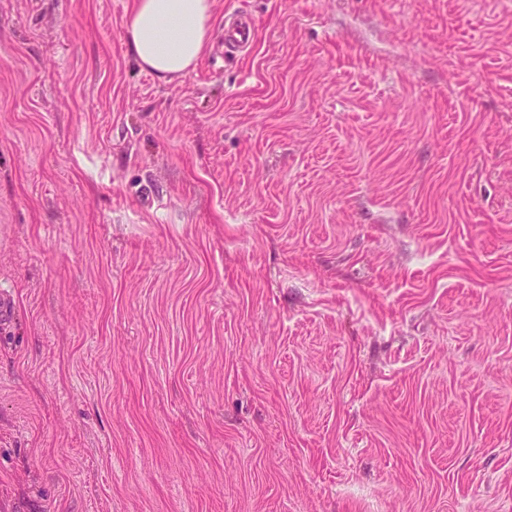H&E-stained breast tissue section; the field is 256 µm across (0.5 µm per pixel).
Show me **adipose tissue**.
<instances>
[{"label":"adipose tissue","instance_id":"adipose-tissue-1","mask_svg":"<svg viewBox=\"0 0 512 512\" xmlns=\"http://www.w3.org/2000/svg\"><path fill=\"white\" fill-rule=\"evenodd\" d=\"M214 0H136L126 23L131 54L158 78L185 75L210 36Z\"/></svg>","mask_w":512,"mask_h":512}]
</instances>
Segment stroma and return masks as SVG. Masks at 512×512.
<instances>
[{
  "label": "stroma",
  "mask_w": 512,
  "mask_h": 512,
  "mask_svg": "<svg viewBox=\"0 0 512 512\" xmlns=\"http://www.w3.org/2000/svg\"><path fill=\"white\" fill-rule=\"evenodd\" d=\"M132 7L0 0V512H512V0ZM214 0H136L126 23L131 54L160 79L185 75L210 36ZM253 32L251 18L243 14H233L230 17V25L224 29V39L238 45L248 44Z\"/></svg>",
  "instance_id": "obj_1"
}]
</instances>
